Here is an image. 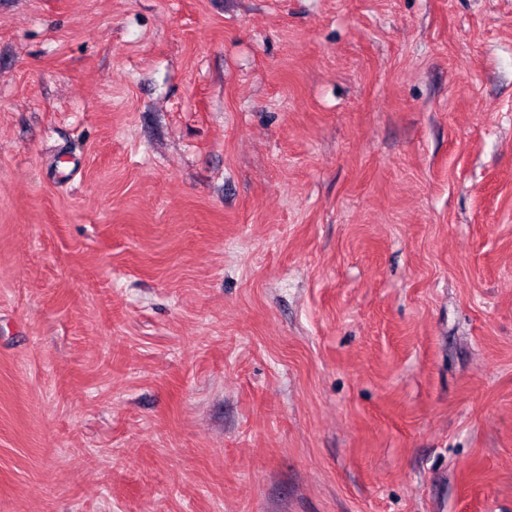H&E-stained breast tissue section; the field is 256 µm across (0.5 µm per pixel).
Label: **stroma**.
Returning <instances> with one entry per match:
<instances>
[{
  "label": "stroma",
  "mask_w": 512,
  "mask_h": 512,
  "mask_svg": "<svg viewBox=\"0 0 512 512\" xmlns=\"http://www.w3.org/2000/svg\"><path fill=\"white\" fill-rule=\"evenodd\" d=\"M0 512H512V0H0Z\"/></svg>",
  "instance_id": "35a3bbf8"
}]
</instances>
